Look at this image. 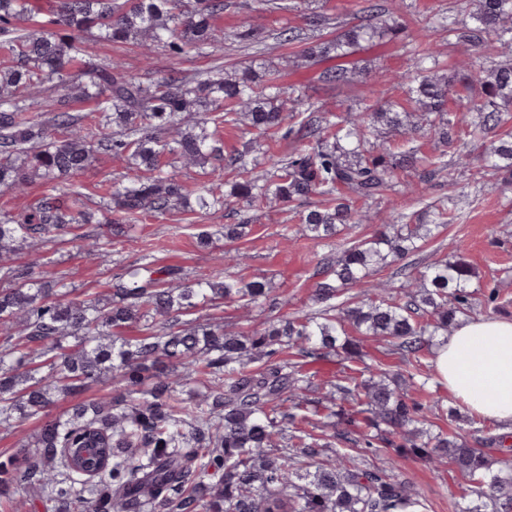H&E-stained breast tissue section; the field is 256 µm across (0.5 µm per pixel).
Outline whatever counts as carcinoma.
<instances>
[{
    "label": "carcinoma",
    "mask_w": 512,
    "mask_h": 512,
    "mask_svg": "<svg viewBox=\"0 0 512 512\" xmlns=\"http://www.w3.org/2000/svg\"><path fill=\"white\" fill-rule=\"evenodd\" d=\"M472 22L448 10L431 32L465 57L453 76L430 72L439 61L413 49L410 108H396L389 89L371 91L374 103L338 115L309 107L302 117L285 112L279 75L252 67H214L200 77L173 70L146 81L119 61L83 62L82 36L134 41L146 53L162 48L172 56L206 54L224 43L214 25L224 0H57L51 31L20 26L30 20V0H0V187L23 191L33 180L55 181L91 166L97 154L128 155L150 176L109 187L106 210L113 224L145 212L188 208L203 215L239 198L292 203L311 197L322 205L299 213L302 233L319 240L359 224L352 201H371L395 189L397 173L431 180L446 168L435 156L371 142L366 130L417 132L425 127L449 140L464 128L473 139L502 127L512 103V0H473ZM368 23L344 27L312 11L305 28L287 27L280 43L303 45L308 64L346 57L361 42L391 38L400 26L384 19L383 0L358 4ZM336 25V37L322 31ZM241 44L261 43L264 33L242 25ZM505 58L477 74L481 58ZM356 69L328 67L319 81L343 85ZM464 101L448 111V95ZM83 99L95 111L72 114L68 102ZM294 119L287 127V119ZM249 127L260 134L284 131L298 147L273 169L256 159L224 154L208 123ZM171 154L189 167H209L207 184L190 189L165 170ZM491 168L512 180V134L481 144L480 158L460 151L455 168L481 174ZM237 171L224 190V171ZM81 197L48 194L19 213L0 212V260L74 225L93 223ZM433 224H383L371 237L323 263L313 301L315 316L272 320L261 330L230 333L222 323L185 324L179 317L217 300L248 308L262 304L266 284L243 282L216 271L185 281L168 267H124L108 284L105 305L71 296L64 282L47 285L28 267L9 268L0 289V426L44 413L59 399L112 376V396L73 409L68 419H47L31 440L0 461V491L23 483L29 493L64 512H423L425 504L408 482L385 469L359 464L343 448L393 451L390 464L413 455L429 464H452L468 478L461 512H512V432L481 427L445 436L425 427L439 400L421 403L409 388L425 389L422 375L434 337L448 333L474 310L476 268L457 247L451 259L419 271L403 264L397 289L372 282L379 269L421 248L435 228L458 219L451 209ZM369 285L364 297L335 304L353 288ZM139 326L143 336L120 330ZM386 344L394 369L366 362L360 337ZM334 361L336 379L319 397V371ZM203 385L210 392L184 399L177 393ZM112 440V467L95 483L61 467L58 448L88 429ZM334 449L322 459L323 449ZM499 453L489 455L487 449Z\"/></svg>",
    "instance_id": "1"
}]
</instances>
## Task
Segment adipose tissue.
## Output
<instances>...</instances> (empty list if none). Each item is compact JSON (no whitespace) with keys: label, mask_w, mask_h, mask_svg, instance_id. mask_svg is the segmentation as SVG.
Returning <instances> with one entry per match:
<instances>
[{"label":"adipose tissue","mask_w":512,"mask_h":512,"mask_svg":"<svg viewBox=\"0 0 512 512\" xmlns=\"http://www.w3.org/2000/svg\"><path fill=\"white\" fill-rule=\"evenodd\" d=\"M434 371L474 414L512 426V319L460 321L436 347Z\"/></svg>","instance_id":"ef3b65f1"}]
</instances>
